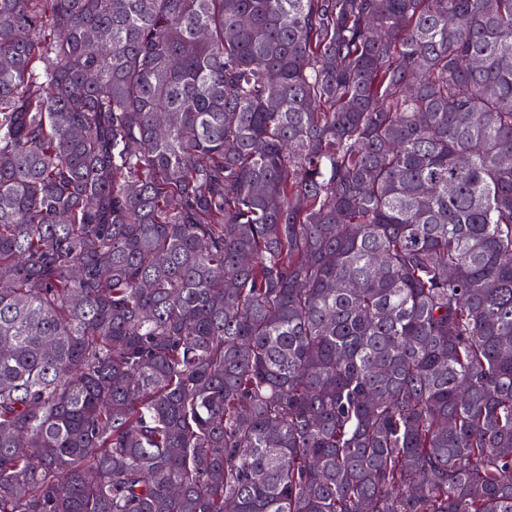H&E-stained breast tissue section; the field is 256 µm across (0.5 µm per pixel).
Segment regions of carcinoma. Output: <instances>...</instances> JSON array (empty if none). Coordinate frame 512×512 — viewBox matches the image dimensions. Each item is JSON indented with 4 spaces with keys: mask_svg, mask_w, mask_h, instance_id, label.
Returning a JSON list of instances; mask_svg holds the SVG:
<instances>
[{
    "mask_svg": "<svg viewBox=\"0 0 512 512\" xmlns=\"http://www.w3.org/2000/svg\"><path fill=\"white\" fill-rule=\"evenodd\" d=\"M0 512H512V0H0Z\"/></svg>",
    "mask_w": 512,
    "mask_h": 512,
    "instance_id": "cac0c4a2",
    "label": "carcinoma"
}]
</instances>
